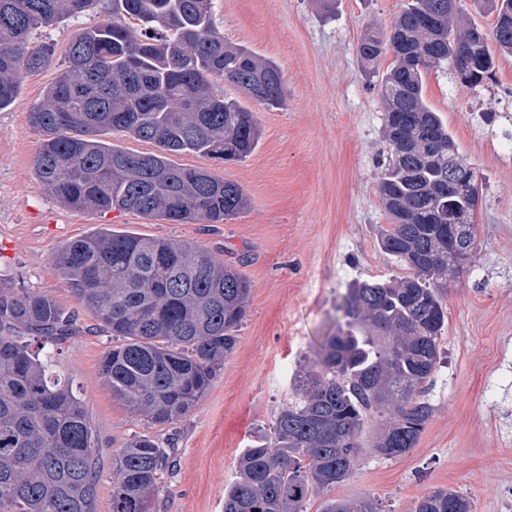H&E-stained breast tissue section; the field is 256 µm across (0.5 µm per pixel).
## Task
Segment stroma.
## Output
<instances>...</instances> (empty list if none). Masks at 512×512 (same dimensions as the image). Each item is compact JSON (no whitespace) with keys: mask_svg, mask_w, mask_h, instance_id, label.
<instances>
[{"mask_svg":"<svg viewBox=\"0 0 512 512\" xmlns=\"http://www.w3.org/2000/svg\"><path fill=\"white\" fill-rule=\"evenodd\" d=\"M402 0H214L227 41L274 61L285 107L251 102L261 129L244 161L220 165L194 153L177 164L239 184L250 207L221 224H171L133 212L92 213L59 205L36 180L41 137L31 106L54 81L73 36L102 20L99 10L68 18L51 32L50 67L28 76L16 102L0 111V278L77 311L89 332L65 346L61 368L82 392L98 448L97 512H112V456L146 434L176 451L162 474L152 512H224V487L244 448L270 431L294 398L298 372L344 317L350 284L396 272L376 229L387 217L376 193L386 161L382 103L357 54L370 24L389 27ZM429 105L482 177L473 267L448 281L444 354L429 397L433 418L408 453L366 451L333 497L371 495L384 512H411L436 487L464 494L470 512H512V56L496 55L492 80L479 87L429 70ZM102 224L202 245L236 266L251 300L232 353L200 403L182 421L151 425L131 416L101 375L112 338L93 329L51 261L65 243Z\"/></svg>","mask_w":512,"mask_h":512,"instance_id":"obj_1","label":"stroma"}]
</instances>
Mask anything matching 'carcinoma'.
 I'll return each mask as SVG.
<instances>
[{
  "label": "carcinoma",
  "instance_id": "1",
  "mask_svg": "<svg viewBox=\"0 0 512 512\" xmlns=\"http://www.w3.org/2000/svg\"><path fill=\"white\" fill-rule=\"evenodd\" d=\"M472 2L495 17L484 41L472 38V18L448 13V0H407L389 32L360 39L389 147L376 183L389 223L379 225L377 241L402 272L351 284L340 306L348 329L326 339L270 434L239 456L224 512H306L310 497L352 478L365 448L405 454L433 417L427 393L442 364L443 288L460 274L449 262L448 203L462 220L455 243L473 257L480 192L424 81L463 49L468 69L453 78L476 87L494 75L489 41L512 55V0ZM94 8L105 19L75 34L63 69L28 113L42 136L37 181L72 210L171 224H222L240 214L248 206L241 186L173 156L243 161L259 143V125L215 83L278 107L284 82L273 61L224 40L213 0H0V111L27 76L53 62L52 45L32 40ZM108 131L157 150L107 145L99 136ZM52 265L112 334L101 365L112 395L154 425L186 418L235 347L249 281L198 244L106 228L66 243ZM76 329V314L56 300L18 293L0 278V512H97L94 429L74 381L57 369L58 350ZM377 414L384 431L370 444L365 429ZM170 459L171 449L148 435L119 449L112 512H151ZM469 509L462 493L437 488L412 512ZM321 512L382 510L371 497L329 498Z\"/></svg>",
  "mask_w": 512,
  "mask_h": 512
}]
</instances>
